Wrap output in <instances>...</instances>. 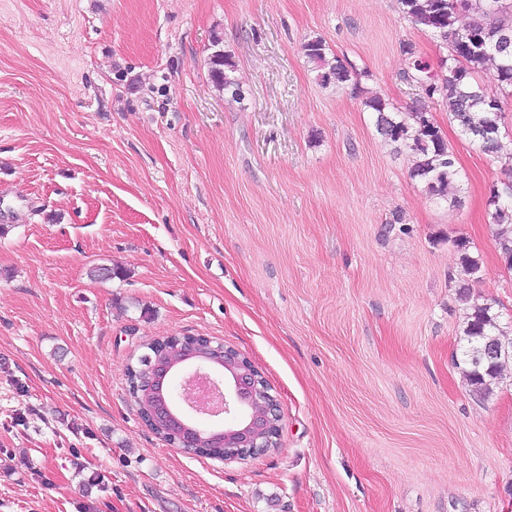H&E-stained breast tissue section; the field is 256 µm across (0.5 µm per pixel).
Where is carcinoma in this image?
<instances>
[{
	"mask_svg": "<svg viewBox=\"0 0 512 512\" xmlns=\"http://www.w3.org/2000/svg\"><path fill=\"white\" fill-rule=\"evenodd\" d=\"M399 3L401 12L414 28L429 33L437 43L449 45L448 56L440 60L439 70L435 71L417 55L412 44H403L408 59L403 80L421 88L429 98L442 96L450 118L465 138L484 154L506 159L505 179L502 188L491 194L487 216L488 223L496 226L500 260L512 272V139L505 142L501 136L505 101L487 94L475 79L478 72L492 65L499 81L512 88V44L504 49L498 42L502 32H512V5L504 0H399ZM304 54L320 84L337 88L358 85L361 73L356 66L330 54L322 37L307 39ZM209 65L217 88L229 92L233 99L244 98L242 86L234 76V65L223 51L213 52ZM364 105L375 113V128L383 140L410 154V177L422 185L423 192L454 207L461 206L460 172L455 156L440 128L429 118L427 109L416 105L401 112L377 95L366 98ZM456 247L462 252L465 275L479 279L481 262L468 254L467 241H458ZM459 299L468 310L462 338L467 378L474 392L486 393L501 375L503 364L499 359L478 364L476 354L486 339L511 336L512 325L500 322L493 299L479 302L466 290L459 293ZM146 349L134 367L146 366L159 351L172 359L181 356L180 347L173 340L164 344L154 340Z\"/></svg>",
	"mask_w": 512,
	"mask_h": 512,
	"instance_id": "1",
	"label": "carcinoma"
}]
</instances>
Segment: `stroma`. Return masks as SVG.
<instances>
[{"mask_svg": "<svg viewBox=\"0 0 512 512\" xmlns=\"http://www.w3.org/2000/svg\"><path fill=\"white\" fill-rule=\"evenodd\" d=\"M313 36L359 87L315 80ZM406 43L448 53L399 0H0V512H512V359L482 396L459 346L461 285L512 322L504 174L402 79ZM375 94L425 103L461 207L410 178ZM161 336L247 357L278 448L225 463L149 430L125 369ZM210 76L216 87L231 94L232 99L241 100L244 98V92L240 82L233 75L234 65L224 51L218 50L211 54L209 58Z\"/></svg>", "mask_w": 512, "mask_h": 512, "instance_id": "stroma-1", "label": "stroma"}]
</instances>
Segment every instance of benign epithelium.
Returning <instances> with one entry per match:
<instances>
[{"mask_svg": "<svg viewBox=\"0 0 512 512\" xmlns=\"http://www.w3.org/2000/svg\"><path fill=\"white\" fill-rule=\"evenodd\" d=\"M182 352L180 364L156 355L140 376V387L151 399L149 413L154 421L165 426L168 445L186 453L199 449L201 433L192 419L193 414L198 413L236 420L215 436L224 445V461L234 460L233 453L239 448L250 451L253 457L271 451L270 434L277 426L276 420L280 419V410L261 372L239 351L212 339L206 344H185ZM505 354L507 350L490 338L478 352V359L491 362ZM177 370H184L186 374L181 382V404L174 405L164 396V385ZM197 383L210 389L224 384L219 410L211 411L206 404L190 400L187 389Z\"/></svg>", "mask_w": 512, "mask_h": 512, "instance_id": "obj_1", "label": "benign epithelium"}]
</instances>
